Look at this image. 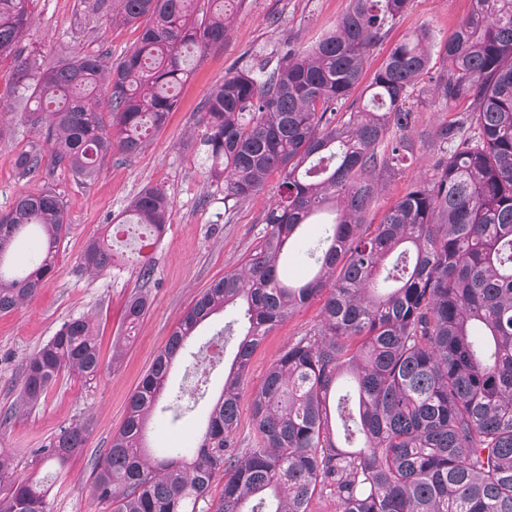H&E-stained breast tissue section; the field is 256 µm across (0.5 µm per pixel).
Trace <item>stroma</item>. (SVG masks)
<instances>
[{"label":"stroma","mask_w":512,"mask_h":512,"mask_svg":"<svg viewBox=\"0 0 512 512\" xmlns=\"http://www.w3.org/2000/svg\"><path fill=\"white\" fill-rule=\"evenodd\" d=\"M89 4L90 0H36L23 55L38 58L46 68L68 54H96L109 63L120 58L136 42L138 30L92 12ZM348 7L349 0H244L228 24L223 43L193 57V73L180 86L178 106L166 125L152 134L140 153L116 152L105 158L92 181L60 168L30 180L19 177L13 158L35 134L20 119L23 104L5 95L16 62L11 57L0 59V125L8 130L0 138V210L9 209L20 192L50 189L63 199L69 224L55 275L22 307L0 314V412L19 399L26 358L54 336L65 320L89 316L106 360L111 357L113 341L123 335L128 338L121 362L105 367L97 382L87 384L74 375L62 376L38 408L16 415L7 427L0 428V448L13 451L15 470L23 476L31 470L29 449L41 447L60 426L92 417L85 447L72 455L62 471L51 466L41 471L49 486V512H110L92 495L93 461L110 448L113 434L124 421L129 397L197 295L224 273L238 269L264 234L263 217L277 195L279 180L270 177L264 190L225 213L224 186L208 179L198 151L205 133L200 121L203 100L223 81L228 69L246 64L251 57L277 58L289 43L310 47L335 30ZM471 8V0H409L404 16L371 50L366 76H373L393 45L409 31L424 26L434 42L444 41ZM433 89L425 81L414 94L416 123L410 132L414 161L395 176L379 177L377 196L364 216L366 223H379L414 183L432 178L442 152L433 137L435 128L466 113V104L446 105ZM147 186L165 189L174 201L165 233L148 252L154 267L152 282L142 285L124 258L107 273L83 272L79 263L87 240L110 234L132 199ZM143 287L148 290L150 306L130 333L124 322L126 301ZM322 304L318 296L296 309L268 333L252 355L235 432L238 447L249 448L254 442L249 394L261 385L288 343L317 326ZM223 381L224 369L216 367L190 411L176 419L155 413L147 429L148 446L156 451L197 447Z\"/></svg>","instance_id":"stroma-1"}]
</instances>
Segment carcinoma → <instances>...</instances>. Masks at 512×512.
Returning <instances> with one entry per match:
<instances>
[{
    "instance_id": "carcinoma-1",
    "label": "carcinoma",
    "mask_w": 512,
    "mask_h": 512,
    "mask_svg": "<svg viewBox=\"0 0 512 512\" xmlns=\"http://www.w3.org/2000/svg\"><path fill=\"white\" fill-rule=\"evenodd\" d=\"M34 0H0V58L16 52L32 24ZM95 0L116 5L141 27L137 44L105 66L79 54L44 70L24 59L10 94L33 102L24 113L39 140L14 156L21 178L64 168L93 178L116 148L140 152L177 105L187 57L224 42L238 0ZM408 0H350L336 30L309 49L284 48L273 68L255 59L231 68L205 101L201 146L208 177L224 184V212L280 178L264 214L262 241L245 266L204 289L171 332L128 401L111 448L94 460L92 494L112 512H197L212 484L221 495L206 512H309L316 491L337 512H512V0H472V10L439 44L445 68L436 90L462 117L436 131L444 153L434 177L412 187L383 215L362 214L377 194L375 173L395 175L414 157L406 132L411 97L429 73L425 27L397 42L358 105L338 111L359 84L367 53L407 9ZM391 147L379 146L389 130ZM173 200L146 187L129 223L161 236ZM333 215L310 248L314 274L291 282L284 260L314 215ZM62 198L19 193L0 212V313L36 295L55 273L67 234ZM82 268L114 266L112 245L93 237ZM322 319L269 367L251 396L253 448H238L241 385L251 357L276 325L318 295ZM148 292L130 297L125 320L145 315ZM229 308L242 339L224 389L196 448L160 460L144 437L174 363L198 328ZM65 373L86 383L103 373L91 321L71 318L31 354L18 403L0 427L40 405ZM85 417L60 427L33 462L64 466L85 447ZM47 490L16 474L0 451V512H48Z\"/></svg>"
}]
</instances>
